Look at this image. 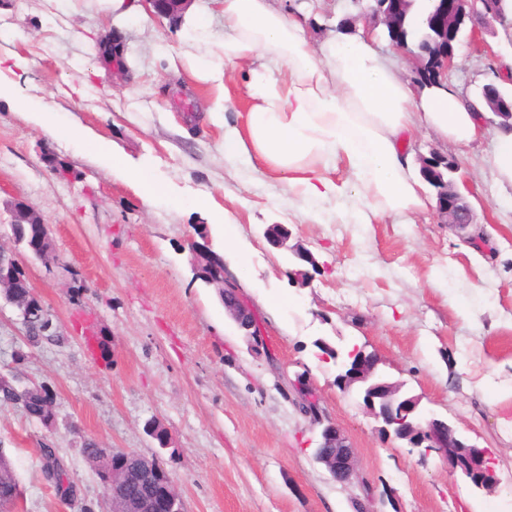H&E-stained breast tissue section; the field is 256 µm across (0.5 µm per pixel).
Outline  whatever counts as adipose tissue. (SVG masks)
Segmentation results:
<instances>
[{"mask_svg":"<svg viewBox=\"0 0 512 512\" xmlns=\"http://www.w3.org/2000/svg\"><path fill=\"white\" fill-rule=\"evenodd\" d=\"M224 62L260 58L242 124L224 157L274 177L310 223L324 204L355 224L423 210L427 184L406 145L419 128L467 147L486 133L483 100L453 87L414 93L362 36L311 48L301 21L269 0H222Z\"/></svg>","mask_w":512,"mask_h":512,"instance_id":"ef3b65f1","label":"adipose tissue"}]
</instances>
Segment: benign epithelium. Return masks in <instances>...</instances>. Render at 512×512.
I'll return each instance as SVG.
<instances>
[{
  "label": "benign epithelium",
  "instance_id": "1",
  "mask_svg": "<svg viewBox=\"0 0 512 512\" xmlns=\"http://www.w3.org/2000/svg\"><path fill=\"white\" fill-rule=\"evenodd\" d=\"M155 6L163 5L159 16L172 21L179 19L194 0H144ZM435 8L428 22L439 36V42L429 48L415 50L390 39V45L398 56L411 64L410 80L421 86H434L444 82L451 66L458 35L466 23L484 26L502 18L503 0H434ZM412 0H371L364 8L363 17L369 23L381 25L397 34L402 30L404 17ZM481 98L489 110L503 119L499 126L512 129V92L488 84L482 88ZM423 176L437 184V212L442 222L465 228L473 223L472 210L459 194L453 183L443 179L441 168L447 160L434 153L419 156ZM15 224H29L36 228V236L28 242L35 255L53 250L43 216L28 204L20 203L14 210ZM264 236L275 248L290 250L289 230L281 224L279 231L264 229ZM9 266L16 272L11 281L0 277V289L9 291V302L17 309L25 331H30L31 317L43 316L53 321V314L41 301L24 275L22 263L13 251L0 246V266ZM224 301V311L244 336L251 341L254 351H260L263 340L252 310L230 281L217 282ZM318 357L324 362L333 361L339 367L336 385L344 390H354L362 397L366 411L381 423L380 433L388 440L405 441L413 448L424 449V454L436 453L450 466L452 472H460L476 489L492 493L499 485L495 461L488 453L468 443L457 429L443 419L423 417L418 413L419 400L403 392V384L386 380L380 369L383 359L374 351L355 347L347 353L319 338L314 341ZM295 394L299 411L312 424L322 426L320 439L313 448V456L337 483L348 487L360 482L355 448L344 432L333 422L325 421L318 388L305 374L289 381ZM25 412L45 425L52 423L55 415L53 395L46 392V384L33 383L24 390ZM48 462L51 480L62 491L71 488L63 464L57 460L51 448L42 449ZM102 483L110 512H186L184 502L175 489L168 472L158 457L147 458L135 452L117 451L113 448L99 450L88 457Z\"/></svg>",
  "mask_w": 512,
  "mask_h": 512
}]
</instances>
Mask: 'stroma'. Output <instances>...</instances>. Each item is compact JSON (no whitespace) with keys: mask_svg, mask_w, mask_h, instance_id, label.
<instances>
[{"mask_svg":"<svg viewBox=\"0 0 512 512\" xmlns=\"http://www.w3.org/2000/svg\"><path fill=\"white\" fill-rule=\"evenodd\" d=\"M302 10L311 47L358 15L360 0H276ZM119 30L131 65L117 80L101 43ZM220 0H194L182 21L114 11L109 0H0V246L22 253L54 315L56 333L30 344L0 297V376L47 383L55 423L0 405V451L10 459L18 512H106L104 488L81 451L158 456L187 512H512V193L485 162L491 139L466 149L421 131L413 154L457 163L475 222L459 233L435 206L411 223L344 224L325 207L305 223L279 182L224 160V129L248 105L247 64H224ZM512 50V13L480 40L462 35L447 81L463 94L501 84L496 62ZM37 112L60 128L49 135ZM75 127L107 143L112 167L71 139ZM168 186L173 204L146 201L129 170ZM23 201L45 218L58 261L44 266L11 231ZM227 213L232 226L216 224ZM286 225L290 244L314 255L305 282L263 236ZM223 259L264 335L255 353L206 283L194 251ZM102 345L91 352L88 339ZM377 351L382 372L418 396L496 463L494 493L473 488L436 454L384 440L358 393L339 390L335 364L314 346ZM26 352L17 362V352ZM307 373L326 415L356 450L364 485L343 487L315 462L319 429L288 396ZM167 430L159 450L146 431ZM53 448L76 498L48 480Z\"/></svg>","mask_w":512,"mask_h":512,"instance_id":"35a3bbf8","label":"stroma"}]
</instances>
